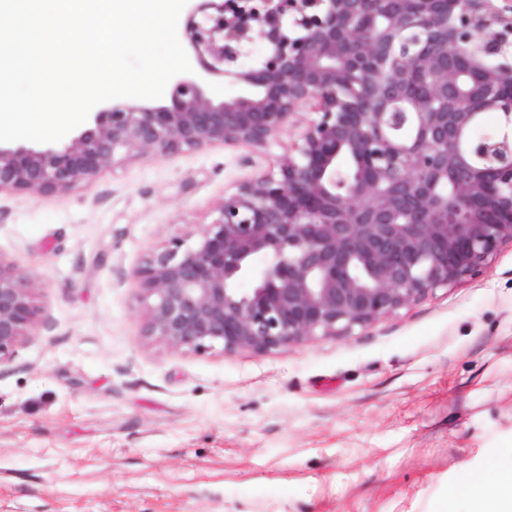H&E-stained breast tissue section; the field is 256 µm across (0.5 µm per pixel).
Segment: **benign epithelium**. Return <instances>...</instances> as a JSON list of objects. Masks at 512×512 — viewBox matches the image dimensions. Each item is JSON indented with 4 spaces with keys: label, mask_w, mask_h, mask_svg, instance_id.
Listing matches in <instances>:
<instances>
[{
    "label": "benign epithelium",
    "mask_w": 512,
    "mask_h": 512,
    "mask_svg": "<svg viewBox=\"0 0 512 512\" xmlns=\"http://www.w3.org/2000/svg\"><path fill=\"white\" fill-rule=\"evenodd\" d=\"M497 2L198 5L186 34L204 73L172 78L165 104L93 113L94 128L67 146L0 144V191L68 190L119 157L261 147L311 104L278 175L244 184L194 243L173 241L136 276L151 299L146 333L173 350L267 352L346 336L480 275L512 246V13ZM257 38L264 51L246 67ZM461 54L498 61L476 91L461 87ZM215 74L242 94L210 100ZM490 108L502 133L473 139ZM408 125L412 135H395ZM342 149L361 166L350 181L336 171ZM36 321L32 289L0 258V364Z\"/></svg>",
    "instance_id": "1"
}]
</instances>
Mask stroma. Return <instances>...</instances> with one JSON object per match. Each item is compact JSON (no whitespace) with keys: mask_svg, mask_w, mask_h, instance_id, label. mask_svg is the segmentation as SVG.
<instances>
[{"mask_svg":"<svg viewBox=\"0 0 512 512\" xmlns=\"http://www.w3.org/2000/svg\"><path fill=\"white\" fill-rule=\"evenodd\" d=\"M311 117L0 193V259L38 309L0 365V512H428L475 449L512 444L510 246L348 336L258 353L146 334L137 270L277 173Z\"/></svg>","mask_w":512,"mask_h":512,"instance_id":"stroma-1","label":"stroma"}]
</instances>
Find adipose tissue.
<instances>
[{"instance_id":"1","label":"adipose tissue","mask_w":512,"mask_h":512,"mask_svg":"<svg viewBox=\"0 0 512 512\" xmlns=\"http://www.w3.org/2000/svg\"><path fill=\"white\" fill-rule=\"evenodd\" d=\"M434 512H512V448L479 449L463 479Z\"/></svg>"}]
</instances>
